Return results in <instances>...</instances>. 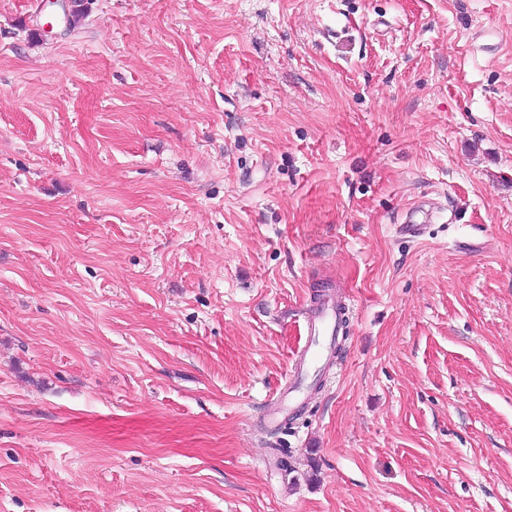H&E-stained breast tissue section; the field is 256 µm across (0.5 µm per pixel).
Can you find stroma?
<instances>
[{
    "label": "stroma",
    "instance_id": "35a3bbf8",
    "mask_svg": "<svg viewBox=\"0 0 512 512\" xmlns=\"http://www.w3.org/2000/svg\"><path fill=\"white\" fill-rule=\"evenodd\" d=\"M0 512H512V0H0ZM341 332L340 317L336 304L327 305L313 320L306 324L307 336H339ZM325 349L313 347L312 344L308 346L304 350L303 355L300 358L298 363V367L291 378L290 385L288 387L289 393L299 392L300 382L302 378V373L306 366H315L321 363L324 356Z\"/></svg>",
    "mask_w": 512,
    "mask_h": 512
}]
</instances>
